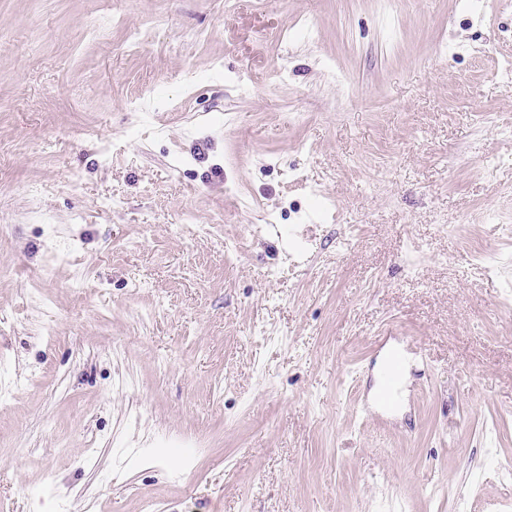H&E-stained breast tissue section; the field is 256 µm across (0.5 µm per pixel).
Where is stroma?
<instances>
[{"label": "stroma", "mask_w": 512, "mask_h": 512, "mask_svg": "<svg viewBox=\"0 0 512 512\" xmlns=\"http://www.w3.org/2000/svg\"><path fill=\"white\" fill-rule=\"evenodd\" d=\"M509 457L512 0H0V512H512ZM401 372V360L395 357L391 365L383 372L382 385L376 395L377 406L386 410L391 409L394 405L395 392L399 387V374Z\"/></svg>", "instance_id": "stroma-1"}]
</instances>
